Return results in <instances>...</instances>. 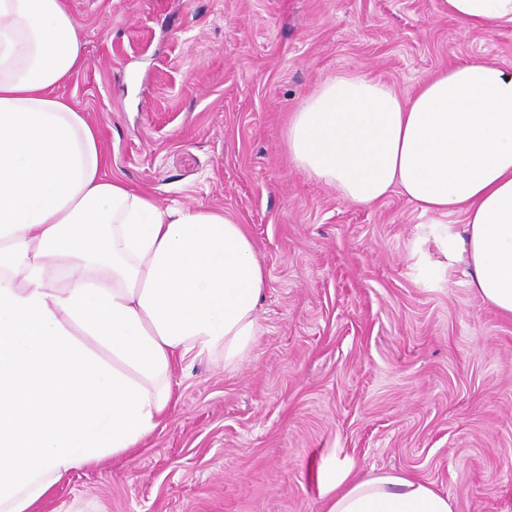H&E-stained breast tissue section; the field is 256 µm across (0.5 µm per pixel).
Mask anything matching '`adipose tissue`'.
<instances>
[{"label":"adipose tissue","mask_w":512,"mask_h":512,"mask_svg":"<svg viewBox=\"0 0 512 512\" xmlns=\"http://www.w3.org/2000/svg\"><path fill=\"white\" fill-rule=\"evenodd\" d=\"M468 31L512 0H444ZM84 63L65 0H0V512H35L63 477L165 424L176 364H243L268 275L244 226L160 208L106 178L98 133L54 94ZM294 165L370 206L397 191L460 214L481 300L512 317V72L470 60L407 98L362 71L327 78L283 137ZM326 512H455L430 481L326 466Z\"/></svg>","instance_id":"ef3b65f1"}]
</instances>
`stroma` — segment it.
<instances>
[{
    "instance_id": "35a3bbf8",
    "label": "stroma",
    "mask_w": 512,
    "mask_h": 512,
    "mask_svg": "<svg viewBox=\"0 0 512 512\" xmlns=\"http://www.w3.org/2000/svg\"><path fill=\"white\" fill-rule=\"evenodd\" d=\"M85 61L59 87L109 176L163 207L221 209L268 273L249 362L177 366L165 425L73 472L37 512H324L319 466L402 471L456 512H512V319L399 193L365 208L283 146L326 78L400 95L473 58L512 72V27L443 0H67Z\"/></svg>"
}]
</instances>
